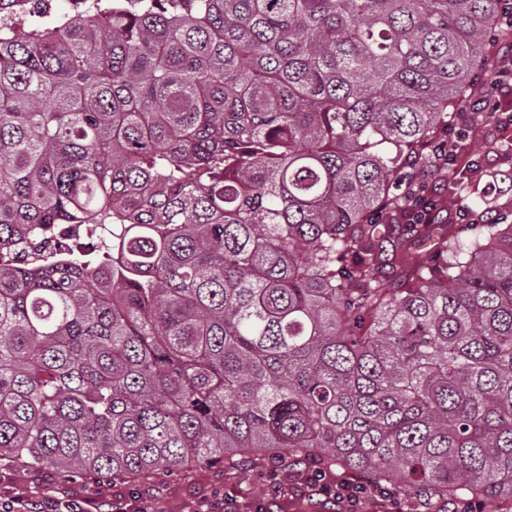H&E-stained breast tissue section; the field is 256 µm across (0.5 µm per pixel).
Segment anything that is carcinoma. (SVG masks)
Returning a JSON list of instances; mask_svg holds the SVG:
<instances>
[{"mask_svg":"<svg viewBox=\"0 0 512 512\" xmlns=\"http://www.w3.org/2000/svg\"><path fill=\"white\" fill-rule=\"evenodd\" d=\"M0 0V461L62 482L339 467L512 500V200L418 160L502 0ZM497 112L469 125L478 135ZM51 224L90 250L38 249ZM401 281L386 288L381 272Z\"/></svg>","mask_w":512,"mask_h":512,"instance_id":"obj_1","label":"carcinoma"}]
</instances>
